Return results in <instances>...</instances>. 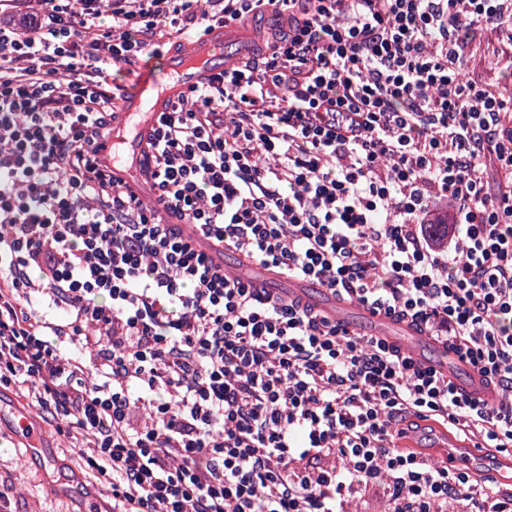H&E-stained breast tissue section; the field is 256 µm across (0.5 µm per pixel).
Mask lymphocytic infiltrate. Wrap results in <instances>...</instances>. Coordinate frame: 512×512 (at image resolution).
I'll return each mask as SVG.
<instances>
[{
  "instance_id": "obj_1",
  "label": "lymphocytic infiltrate",
  "mask_w": 512,
  "mask_h": 512,
  "mask_svg": "<svg viewBox=\"0 0 512 512\" xmlns=\"http://www.w3.org/2000/svg\"><path fill=\"white\" fill-rule=\"evenodd\" d=\"M269 13L265 52L160 113L146 193L101 163L112 68ZM511 19L512 0H0V385L81 435L112 512H356L370 493L512 512L395 427L433 417L512 455V97L469 73L485 29L512 79ZM227 250L416 326L504 400L252 288Z\"/></svg>"
}]
</instances>
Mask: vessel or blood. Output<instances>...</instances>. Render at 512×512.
<instances>
[{
  "label": "vessel or blood",
  "instance_id": "b4317fda",
  "mask_svg": "<svg viewBox=\"0 0 512 512\" xmlns=\"http://www.w3.org/2000/svg\"><path fill=\"white\" fill-rule=\"evenodd\" d=\"M241 38V33L235 30L205 35L189 42L184 51L163 56L161 74L144 72L137 76L133 88L123 100L118 138L123 156L132 165V174H140L145 167L144 139L159 113L164 111L166 103L175 101L188 86L204 77L222 72L232 47ZM294 291L315 308L335 317L337 322L350 328L355 323H362L370 335L395 342L407 349L419 362L447 372L449 376L455 377L462 393L486 401L499 399V391L486 385L477 372L463 369L458 359L441 355L427 337L419 335L407 324L370 313L354 301L334 296L324 286L313 281L296 282ZM12 429L24 448L25 459L33 460L45 454L47 437L27 411L15 412ZM445 445L455 449L457 457L468 464L469 473L474 479L488 478L512 486V459L488 456L471 442L451 436L447 437Z\"/></svg>",
  "mask_w": 512,
  "mask_h": 512
}]
</instances>
